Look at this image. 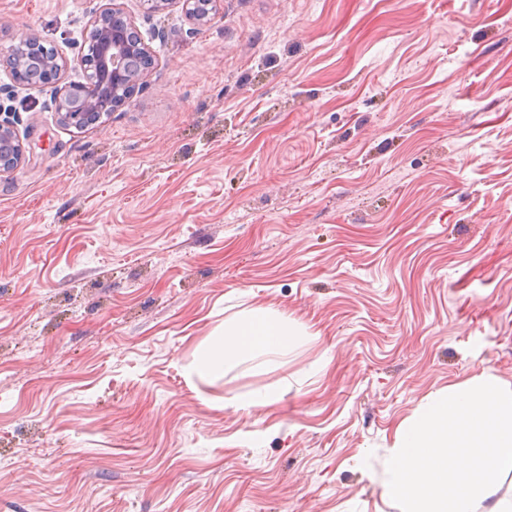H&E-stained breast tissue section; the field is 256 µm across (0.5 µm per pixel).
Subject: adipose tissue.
Listing matches in <instances>:
<instances>
[{
    "label": "adipose tissue",
    "instance_id": "adipose-tissue-1",
    "mask_svg": "<svg viewBox=\"0 0 512 512\" xmlns=\"http://www.w3.org/2000/svg\"><path fill=\"white\" fill-rule=\"evenodd\" d=\"M301 337V331L291 327L278 312L255 309L226 322L198 348L195 371L201 376L220 377L246 358L284 352Z\"/></svg>",
    "mask_w": 512,
    "mask_h": 512
}]
</instances>
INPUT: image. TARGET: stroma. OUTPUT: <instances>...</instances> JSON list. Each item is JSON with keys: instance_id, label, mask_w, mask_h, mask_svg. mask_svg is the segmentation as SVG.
Here are the masks:
<instances>
[{"instance_id": "35a3bbf8", "label": "stroma", "mask_w": 512, "mask_h": 512, "mask_svg": "<svg viewBox=\"0 0 512 512\" xmlns=\"http://www.w3.org/2000/svg\"><path fill=\"white\" fill-rule=\"evenodd\" d=\"M118 2L154 66L101 125L0 96V512H400L398 425L512 384V0ZM99 4L0 0V45L81 80ZM258 307L308 340L192 373ZM147 2L157 7L169 4L181 5L182 10L195 24L204 25L217 10L220 0H207L205 3L199 0H148ZM14 123L11 112H1L0 107V174L17 168L24 158V148Z\"/></svg>"}]
</instances>
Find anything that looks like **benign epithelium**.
Masks as SVG:
<instances>
[{
  "label": "benign epithelium",
  "instance_id": "obj_1",
  "mask_svg": "<svg viewBox=\"0 0 512 512\" xmlns=\"http://www.w3.org/2000/svg\"><path fill=\"white\" fill-rule=\"evenodd\" d=\"M160 7L178 4L197 25H204L217 10L220 0H148ZM88 38L79 57L83 80L59 85L62 64L56 55L46 62V76H32L27 82L15 77L19 62L13 51L0 52V66L10 74L11 84L0 89L7 94L15 88L56 84L54 105L60 121L77 129L84 120L97 124L117 111L139 88L140 81L153 65L148 45L134 21L116 3L104 0L87 26ZM24 148L9 112L0 111V174L10 172L21 164Z\"/></svg>",
  "mask_w": 512,
  "mask_h": 512
}]
</instances>
